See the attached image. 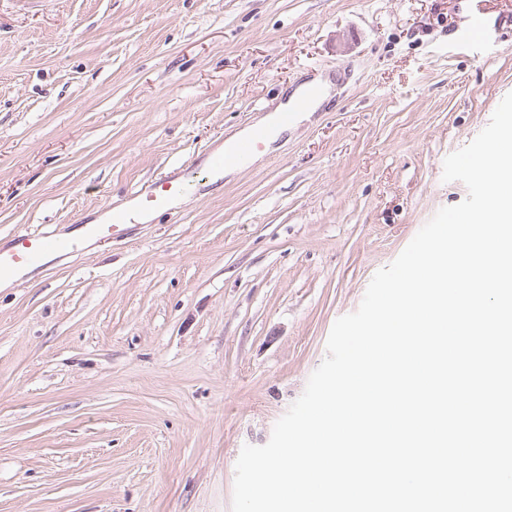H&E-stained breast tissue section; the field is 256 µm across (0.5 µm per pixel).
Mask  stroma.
I'll use <instances>...</instances> for the list:
<instances>
[{
    "label": "stroma",
    "instance_id": "stroma-1",
    "mask_svg": "<svg viewBox=\"0 0 512 512\" xmlns=\"http://www.w3.org/2000/svg\"><path fill=\"white\" fill-rule=\"evenodd\" d=\"M466 0H0V239L66 233L320 67L332 100L177 212L0 288V512H231L335 321L512 92ZM470 22L457 30L455 42L464 48H478L487 44L490 20L484 8L485 0H466Z\"/></svg>",
    "mask_w": 512,
    "mask_h": 512
}]
</instances>
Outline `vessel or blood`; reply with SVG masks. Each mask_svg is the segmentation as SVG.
Here are the masks:
<instances>
[{"mask_svg":"<svg viewBox=\"0 0 512 512\" xmlns=\"http://www.w3.org/2000/svg\"><path fill=\"white\" fill-rule=\"evenodd\" d=\"M484 2L467 0L469 22L455 34L459 46L469 49L485 45L490 20ZM320 92L318 84L309 85L288 110L278 113L277 124H292L298 114L313 106ZM270 136L268 127L257 126L247 137L230 146L214 147L208 155L207 178L223 176L225 168L243 165L250 156L263 148ZM196 173V168L190 167L183 175L154 179L133 189L125 202L105 207L100 222L83 225L80 235L67 237L37 229L13 235L7 243L0 245V284L24 281L29 274L51 263L62 261L91 245L127 234L132 225L141 223L152 213L171 210Z\"/></svg>","mask_w":512,"mask_h":512,"instance_id":"1","label":"vessel or blood"}]
</instances>
